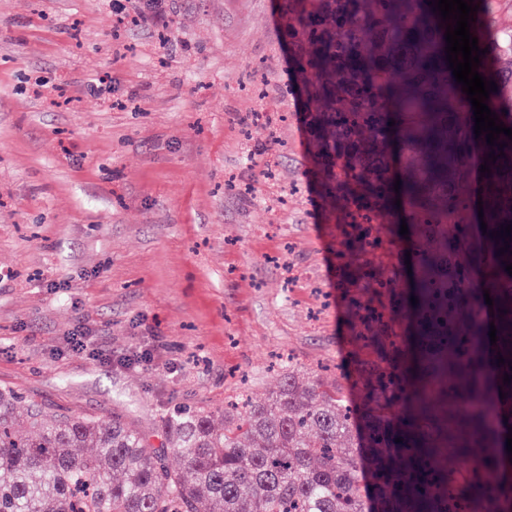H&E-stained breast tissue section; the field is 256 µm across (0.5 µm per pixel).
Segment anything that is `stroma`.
<instances>
[{
  "mask_svg": "<svg viewBox=\"0 0 512 512\" xmlns=\"http://www.w3.org/2000/svg\"><path fill=\"white\" fill-rule=\"evenodd\" d=\"M145 4L0 0V386L22 412L120 416L156 448L164 415L222 412L239 381L266 399L278 355L306 380L330 369L356 395L366 310L389 335L411 330L405 247L390 232L409 202L369 226L325 207L284 0H172L168 29L113 27ZM386 69L414 99L382 146L387 167L434 210L467 200L461 239L473 244L481 223L504 219L482 200L485 141L468 130L462 87L426 77L401 40ZM415 129L448 143L435 179L411 164L426 149ZM365 232L378 244L360 264ZM372 274L391 288L364 289ZM82 325L93 346L150 349L153 364L71 352ZM497 380L462 367L428 408L456 479L474 459L445 410L493 397Z\"/></svg>",
  "mask_w": 512,
  "mask_h": 512,
  "instance_id": "obj_1",
  "label": "stroma"
}]
</instances>
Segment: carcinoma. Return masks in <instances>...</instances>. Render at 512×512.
<instances>
[{
    "mask_svg": "<svg viewBox=\"0 0 512 512\" xmlns=\"http://www.w3.org/2000/svg\"><path fill=\"white\" fill-rule=\"evenodd\" d=\"M338 0H286L284 28L300 50V74L311 102L309 127L320 159L317 175L336 209V140H352L367 129L377 139L389 134L388 117L401 99L383 92L390 83L371 43L386 46L402 36L426 68L441 55L428 43L424 22L411 10L394 12L390 0H356L345 23L336 21ZM480 24H488L492 40H501L490 65L512 68V29L488 23L491 0H476ZM351 191L389 177L354 157L350 161ZM423 222L411 210L408 231L435 233L443 253L426 263L437 280L418 282L415 315L423 335L409 359L408 376L391 367L394 346L384 325L360 319L376 356L361 361L370 373L359 401L348 397L335 379H296L288 370L272 397L258 403L242 398L224 408V426L208 411L182 410L163 417L166 449L153 448L122 418L73 416L34 405L28 431H18L14 416L20 394L0 388V512H456L464 492L472 512H483L480 467L493 465L512 479V462L494 448L505 422L512 423V392L494 401L496 428L486 427L488 404L476 405L460 420L468 425L466 451L478 456L462 489L448 479L447 464H433L434 440L419 429L421 400L414 385L427 371L448 377L478 336L467 324L463 331L435 324L434 313L448 304V246L462 220L461 208L431 214ZM512 263V247L485 264L483 251L461 250L455 276L464 267L481 273L498 287L508 311L497 337L498 354L512 363V277H500ZM401 442H395V439ZM180 464H168L166 452ZM368 477L371 500L358 492L359 476Z\"/></svg>",
    "mask_w": 512,
    "mask_h": 512,
    "instance_id": "obj_1",
    "label": "carcinoma"
}]
</instances>
